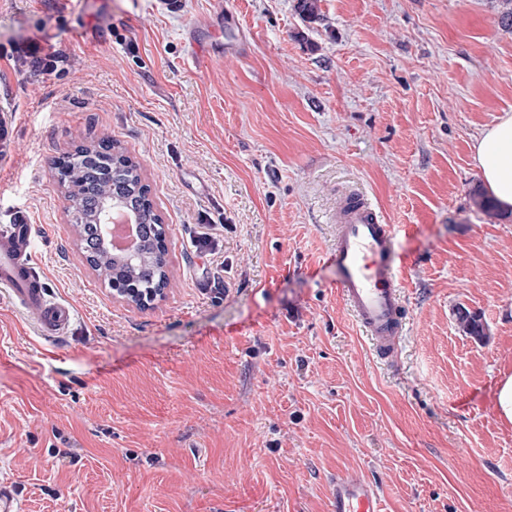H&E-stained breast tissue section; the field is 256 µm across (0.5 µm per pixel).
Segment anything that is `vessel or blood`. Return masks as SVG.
I'll return each instance as SVG.
<instances>
[{"mask_svg": "<svg viewBox=\"0 0 512 512\" xmlns=\"http://www.w3.org/2000/svg\"><path fill=\"white\" fill-rule=\"evenodd\" d=\"M332 221L336 238L328 260L336 267L340 296L376 351L391 356L405 329L393 227L382 223L372 205L358 195L340 198ZM35 236V225L21 217L0 226V290L42 335L61 336L73 314L47 294L35 270ZM379 505L375 487L366 480L340 476L332 485L331 512H380Z\"/></svg>", "mask_w": 512, "mask_h": 512, "instance_id": "vessel-or-blood-1", "label": "vessel or blood"}]
</instances>
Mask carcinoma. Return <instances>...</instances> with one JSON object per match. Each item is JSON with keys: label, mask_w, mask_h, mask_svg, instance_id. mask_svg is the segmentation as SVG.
<instances>
[{"label": "carcinoma", "mask_w": 512, "mask_h": 512, "mask_svg": "<svg viewBox=\"0 0 512 512\" xmlns=\"http://www.w3.org/2000/svg\"><path fill=\"white\" fill-rule=\"evenodd\" d=\"M59 163L60 182L70 198L78 236L86 243L90 267L105 273L107 283L116 280L134 285L142 297L166 287V230L149 202V187L140 183L139 165L108 137L100 138L97 144L76 145ZM113 200L138 219L139 249L135 253L117 255L88 244V239L96 235L94 226L106 203ZM456 321L463 333L476 338L486 336L479 314L460 307Z\"/></svg>", "instance_id": "1"}]
</instances>
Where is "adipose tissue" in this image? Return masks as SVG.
<instances>
[{"mask_svg": "<svg viewBox=\"0 0 512 512\" xmlns=\"http://www.w3.org/2000/svg\"><path fill=\"white\" fill-rule=\"evenodd\" d=\"M474 162L488 193L504 211H512V113L487 126L474 144Z\"/></svg>", "mask_w": 512, "mask_h": 512, "instance_id": "adipose-tissue-1", "label": "adipose tissue"}]
</instances>
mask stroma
<instances>
[{
	"mask_svg": "<svg viewBox=\"0 0 512 512\" xmlns=\"http://www.w3.org/2000/svg\"><path fill=\"white\" fill-rule=\"evenodd\" d=\"M0 0V225L71 306L41 336L0 296V483L22 512H331L336 475L381 512H512V213L471 200L473 145L512 111L496 0ZM249 50L224 55L225 13ZM216 52L193 55L190 31ZM40 36L44 68L18 51ZM108 136L166 226L138 308L76 245L56 161ZM394 225L407 333L380 357L336 288L337 199ZM218 247H193L199 225ZM487 334L459 332L455 310Z\"/></svg>",
	"mask_w": 512,
	"mask_h": 512,
	"instance_id": "stroma-1",
	"label": "stroma"
}]
</instances>
